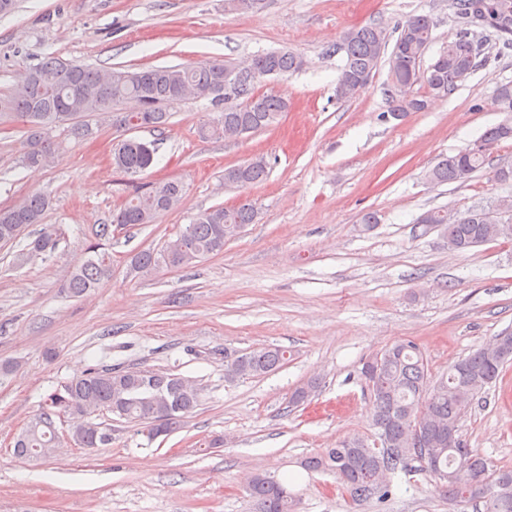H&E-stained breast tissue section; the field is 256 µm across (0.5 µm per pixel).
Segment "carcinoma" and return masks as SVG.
Here are the masks:
<instances>
[{
  "label": "carcinoma",
  "mask_w": 512,
  "mask_h": 512,
  "mask_svg": "<svg viewBox=\"0 0 512 512\" xmlns=\"http://www.w3.org/2000/svg\"><path fill=\"white\" fill-rule=\"evenodd\" d=\"M487 16L498 24L493 34L512 35V0H481ZM434 23L423 14L412 15L397 23L394 44L380 24L355 27L347 31L336 50L345 53L339 70L336 93L353 98L362 93L382 59H387V94L390 112L405 116L427 107L426 97L414 92L423 83L433 96H446L464 82L478 67L484 55L485 41L460 28L435 60L421 69V60L432 39ZM303 57L288 50L253 55L240 63L222 60L192 65L103 70L47 56L20 77L15 89L0 101V106L21 118L27 125L29 149L22 164L27 168L49 167L60 159V148L48 131L69 125L76 139L89 136V126L74 122L77 114L99 113L112 118V124L128 117H142L146 127L159 133L171 119L170 109L188 100H215L224 89L229 69L244 74L216 117L202 123V139L237 137L255 133L273 125L288 109L280 97L258 94L256 83L265 76H282L301 70ZM130 102L123 112L117 105ZM497 102L506 118L480 135L482 147H467L445 157L425 172L432 184L464 181L490 165V155L499 142L512 139V84L497 90ZM155 159L154 143L138 138L125 139L112 148V168L131 178L149 169ZM270 164L263 156L224 169V185L243 188L266 180ZM183 184L178 180L152 182L135 188L124 205L112 214V223L94 230V242L87 256L78 263L62 284L72 298H82L100 286L112 272L111 254L104 248L110 240L112 225L153 224L181 201ZM49 199L32 194L19 203L0 209V245L16 244L15 260L26 263L51 255L57 246V231L44 227L33 239L22 243L16 229L40 224L49 209ZM255 204L245 199L232 207L216 206L200 213L160 250H142L130 259V273L149 277L163 268H181L224 251V244L236 239L244 228L256 221ZM434 224L448 239V247L467 251L489 241H512V224L503 225L490 211L471 210L448 219L443 210H429L419 219ZM288 361V350L266 346L249 352L224 353L228 379L261 377ZM372 365L365 377L371 396L370 412L375 433L373 439L352 436L336 443L324 453L310 456L303 466L310 471L334 473L355 503L373 498L386 500L392 495L391 480L399 472L417 469L434 478L441 493L455 502H479L483 512H512V469H502L477 450L448 446V432L457 431L472 401L497 380L503 368L512 363V333L494 337L493 342L471 352L448 367V374L431 380L426 357L412 341H397L371 355ZM178 379L164 371L90 367L83 374L64 382L44 400L42 410L22 434L16 445L32 452L39 448H60L56 435L55 413L68 412L75 435L88 449L100 448L103 431L94 422L100 407L121 403L126 419L144 425L147 434L162 430L170 435L179 430L184 419L199 406L200 388L187 382L181 395L174 392ZM319 388L315 379L296 388L290 406L297 408ZM248 493L255 512H294L296 500L279 480L254 475Z\"/></svg>",
  "instance_id": "cac0c4a2"
}]
</instances>
